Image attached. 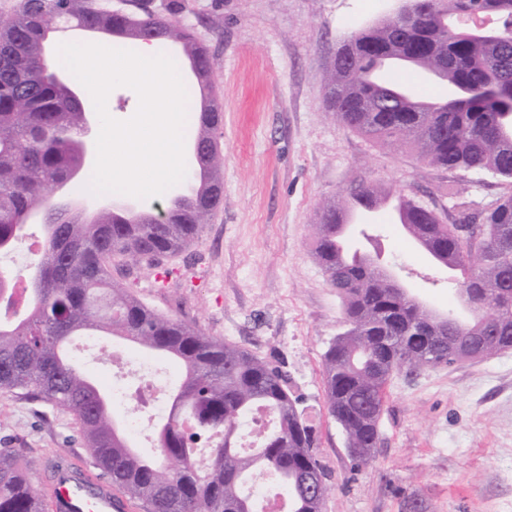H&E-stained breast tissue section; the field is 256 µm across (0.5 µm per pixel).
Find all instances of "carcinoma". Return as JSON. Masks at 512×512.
Wrapping results in <instances>:
<instances>
[{
	"instance_id": "obj_1",
	"label": "carcinoma",
	"mask_w": 512,
	"mask_h": 512,
	"mask_svg": "<svg viewBox=\"0 0 512 512\" xmlns=\"http://www.w3.org/2000/svg\"><path fill=\"white\" fill-rule=\"evenodd\" d=\"M68 28L126 39L169 41L198 66L196 142L210 139L220 108L205 92L212 69L208 49L187 27L159 13L138 14L112 0H23L0 19V252L24 235L27 213L47 220L36 260L41 286L18 294L0 270V302L11 310L28 302L17 321H0V390L51 403L73 413L94 465L145 512H266L265 500L285 496L286 512H323L326 471L315 454V434L293 395L288 374L247 349L148 307L112 278L110 262L155 265L197 239L224 197V159L213 152L192 177V193L132 222L117 209L94 223L67 219L50 201L54 184L84 167L80 131L84 112L51 74L49 47ZM330 70L325 105L349 128L448 171H483L512 180V95L486 96L494 82L512 84V0H405L402 10L356 31ZM418 70L448 86V95L415 99L389 78ZM378 188L359 184L325 202L312 224L314 256L343 296L347 329L326 351L327 412L352 448H375L385 388L414 359L434 355L451 365L448 348L429 337L482 340L477 358L512 349V194L473 213L458 198L460 230L399 194L403 232L438 265L455 263L468 293L471 318L440 321L436 311L360 257L348 232L336 233V213L359 200L377 202ZM96 332L165 355L182 381L156 432L157 457L142 456L114 431L112 402L63 353L76 335ZM250 419L247 435L241 424ZM0 512H42L29 474L9 448H0Z\"/></svg>"
}]
</instances>
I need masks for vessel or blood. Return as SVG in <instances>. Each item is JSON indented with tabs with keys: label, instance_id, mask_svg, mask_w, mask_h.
I'll list each match as a JSON object with an SVG mask.
<instances>
[{
	"label": "vessel or blood",
	"instance_id": "obj_1",
	"mask_svg": "<svg viewBox=\"0 0 512 512\" xmlns=\"http://www.w3.org/2000/svg\"><path fill=\"white\" fill-rule=\"evenodd\" d=\"M52 512H132L130 499L103 478L59 465L54 476L41 489Z\"/></svg>",
	"mask_w": 512,
	"mask_h": 512
}]
</instances>
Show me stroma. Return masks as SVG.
Here are the masks:
<instances>
[{"instance_id": "35a3bbf8", "label": "stroma", "mask_w": 512, "mask_h": 512, "mask_svg": "<svg viewBox=\"0 0 512 512\" xmlns=\"http://www.w3.org/2000/svg\"><path fill=\"white\" fill-rule=\"evenodd\" d=\"M171 18L213 58L210 90L224 200L202 234L163 270L113 260L114 280L159 312L282 363L316 430L331 492L323 512H512V350L394 374L380 443L350 458L325 406L323 355L343 329L344 300L312 256L317 207L359 183L414 197L455 223L456 202L512 194L484 172L442 171L345 126L324 105L330 64L354 31L402 0H177ZM390 209L372 215L374 248L432 308L468 313L446 268L412 245ZM0 448L13 449L33 487L61 457L93 470L66 409L0 391Z\"/></svg>"}]
</instances>
